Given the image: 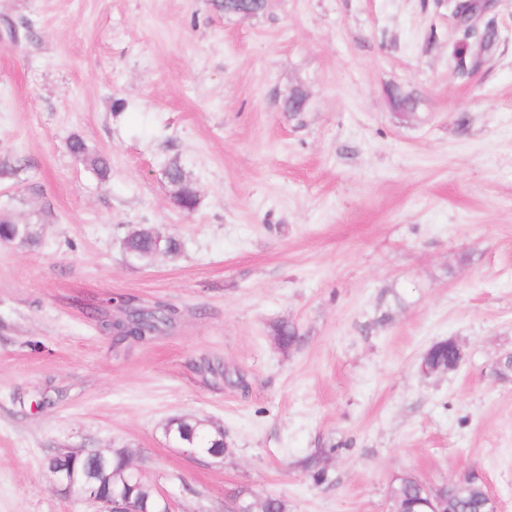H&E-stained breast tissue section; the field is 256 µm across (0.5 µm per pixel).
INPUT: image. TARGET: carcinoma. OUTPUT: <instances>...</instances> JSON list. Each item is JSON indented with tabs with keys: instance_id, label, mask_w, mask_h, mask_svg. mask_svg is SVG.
<instances>
[{
	"instance_id": "obj_1",
	"label": "carcinoma",
	"mask_w": 512,
	"mask_h": 512,
	"mask_svg": "<svg viewBox=\"0 0 512 512\" xmlns=\"http://www.w3.org/2000/svg\"><path fill=\"white\" fill-rule=\"evenodd\" d=\"M216 7L234 14H257L262 5L258 0H216ZM67 150L78 162L91 167L102 180L110 177L111 163L108 157L91 153L87 142L78 136L70 138ZM168 182L173 187L172 200L177 208L190 213L197 208L199 195L194 181L185 169L176 161L171 162L166 171ZM33 239L32 226L15 221L8 214H0V241L26 243ZM164 249V254L176 256L180 253L178 238L173 235H160L146 231H136L124 240L127 254L141 260L149 259ZM90 314L97 319L102 332L113 335V341L119 345L130 341H146L172 322L171 311L164 306L148 310L126 309L118 307V315L114 316L105 310L90 309ZM273 339L278 348L284 352L299 345L302 336L297 328L286 322L274 327ZM166 432L176 444L183 448H205L219 453L227 450L224 432L211 431L200 420L178 418L166 424ZM335 448H324L320 454L304 461V468L311 472L313 481L321 484L327 480L325 469L319 467L321 456H328ZM74 469L80 475H92L102 487L125 489L131 498L138 503L141 512H161L162 503L150 485L142 480L130 478L129 458L123 451L112 452V461L105 470H100L94 462L79 456L74 460ZM425 486L421 479L405 475L392 482L389 496L393 512H423L425 507ZM444 508L449 512H484L487 501V490L483 481L470 478L457 488L450 496L441 497ZM250 512H288V504L277 497L262 496L249 499Z\"/></svg>"
}]
</instances>
